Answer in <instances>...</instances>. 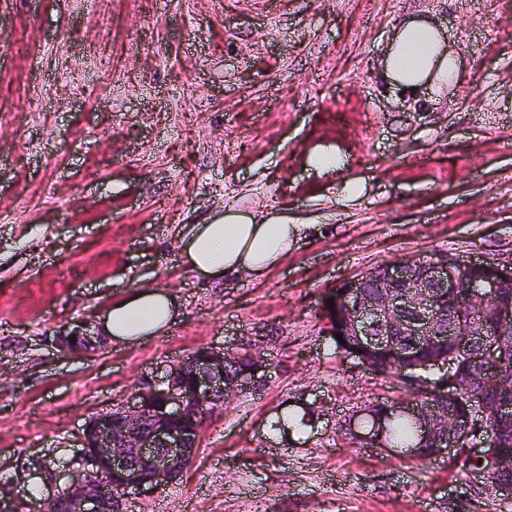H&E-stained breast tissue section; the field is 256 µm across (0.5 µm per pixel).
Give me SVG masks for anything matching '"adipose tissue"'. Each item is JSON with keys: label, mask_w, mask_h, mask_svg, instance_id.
I'll return each mask as SVG.
<instances>
[{"label": "adipose tissue", "mask_w": 512, "mask_h": 512, "mask_svg": "<svg viewBox=\"0 0 512 512\" xmlns=\"http://www.w3.org/2000/svg\"><path fill=\"white\" fill-rule=\"evenodd\" d=\"M459 68L445 29L434 19L411 16L392 30L382 77L406 92H442ZM304 231V225L289 223L286 215L261 217L230 204L210 223L193 226L180 242L181 253L190 269L213 279L259 275L278 265ZM178 314L174 295L162 289L141 290L112 305L101 321V332L131 345L161 335Z\"/></svg>", "instance_id": "ef3b65f1"}]
</instances>
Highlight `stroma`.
Listing matches in <instances>:
<instances>
[{
    "label": "stroma",
    "instance_id": "1",
    "mask_svg": "<svg viewBox=\"0 0 512 512\" xmlns=\"http://www.w3.org/2000/svg\"><path fill=\"white\" fill-rule=\"evenodd\" d=\"M417 13L460 58L435 101L378 77ZM511 59L512 0H0V512L64 489L89 419L207 348L259 352L265 382L128 512H512L456 461L353 443L351 418L406 391L337 349L324 311L405 257L512 266ZM328 147L343 172H309ZM345 180L359 202L338 203ZM230 202L309 230L262 275L204 279L179 240ZM148 287L182 304L163 334L57 344ZM284 412L308 429L270 436Z\"/></svg>",
    "mask_w": 512,
    "mask_h": 512
}]
</instances>
